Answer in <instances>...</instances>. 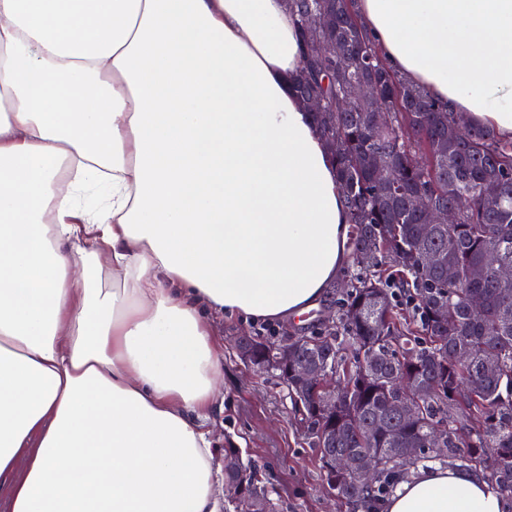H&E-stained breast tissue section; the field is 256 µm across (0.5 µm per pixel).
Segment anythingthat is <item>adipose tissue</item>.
Wrapping results in <instances>:
<instances>
[{
  "label": "adipose tissue",
  "mask_w": 512,
  "mask_h": 512,
  "mask_svg": "<svg viewBox=\"0 0 512 512\" xmlns=\"http://www.w3.org/2000/svg\"><path fill=\"white\" fill-rule=\"evenodd\" d=\"M386 65L512 140V0H355ZM286 0H0V482L11 512H224L207 316L350 261ZM84 240L75 249L76 240ZM382 512H512L452 466Z\"/></svg>",
  "instance_id": "adipose-tissue-1"
}]
</instances>
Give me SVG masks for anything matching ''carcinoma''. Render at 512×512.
Segmentation results:
<instances>
[{
    "instance_id": "cac0c4a2",
    "label": "carcinoma",
    "mask_w": 512,
    "mask_h": 512,
    "mask_svg": "<svg viewBox=\"0 0 512 512\" xmlns=\"http://www.w3.org/2000/svg\"><path fill=\"white\" fill-rule=\"evenodd\" d=\"M288 8L310 43L293 90L303 101L324 100L313 119L325 143L336 142L350 263L335 327L292 335L286 350L256 336L238 346L251 352L255 370L288 380L322 479L344 512H380L405 476L449 461L512 504V284L495 278L512 264V142L480 126L457 139V114L393 74L366 42L354 0H288ZM325 11L335 20L328 39L305 26ZM360 80L378 84V96L343 103ZM374 156L385 171L380 180L367 170ZM488 181L500 186L495 203L482 194ZM416 191L456 210L458 223H419L410 207ZM429 251L443 262L430 265ZM474 267L484 279L470 281ZM476 298L478 316L469 309ZM333 378L336 397L323 407L319 397ZM407 404L411 419L401 416ZM344 455L376 458L378 480L363 484L334 469ZM232 487L260 512H276L257 466L238 448L224 449L227 501Z\"/></svg>"
}]
</instances>
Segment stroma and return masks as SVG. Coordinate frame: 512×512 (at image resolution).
<instances>
[{"label":"stroma","instance_id":"obj_1","mask_svg":"<svg viewBox=\"0 0 512 512\" xmlns=\"http://www.w3.org/2000/svg\"><path fill=\"white\" fill-rule=\"evenodd\" d=\"M243 332L268 335L265 323L220 316L214 335L224 347L217 379L220 403L208 427L217 449L238 448L257 464L278 512H336L321 481L316 451L306 438L285 388L272 376L247 367L231 338Z\"/></svg>","mask_w":512,"mask_h":512}]
</instances>
